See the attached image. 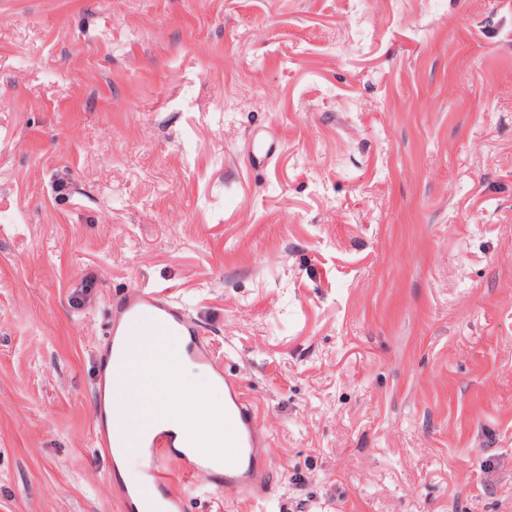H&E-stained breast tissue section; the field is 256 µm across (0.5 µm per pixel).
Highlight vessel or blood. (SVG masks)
<instances>
[{"label":"vessel or blood","mask_w":512,"mask_h":512,"mask_svg":"<svg viewBox=\"0 0 512 512\" xmlns=\"http://www.w3.org/2000/svg\"><path fill=\"white\" fill-rule=\"evenodd\" d=\"M116 322L106 348L117 371L99 375L98 391L131 395L141 386L139 375L120 371L132 336L140 328L153 324L160 330L164 350L158 361L149 363L148 371L164 379L177 377L178 362L188 358L211 371L223 385L227 402L220 429L213 434L211 445H202L191 429L193 409L179 395H172L168 407L185 430L182 452H174L171 443L161 435L140 432L145 449L142 479L136 484L118 483L121 512H185V495L174 483L175 474L198 478L212 488L228 493L243 494L253 499L265 498L270 488L271 464L268 440L262 432L254 405L246 398L242 385L226 375L215 363L207 345L194 342L193 325L186 312L162 297L155 289L136 287L116 299ZM128 440L126 430L95 436L100 452L120 462L122 448Z\"/></svg>","instance_id":"b4317fda"}]
</instances>
